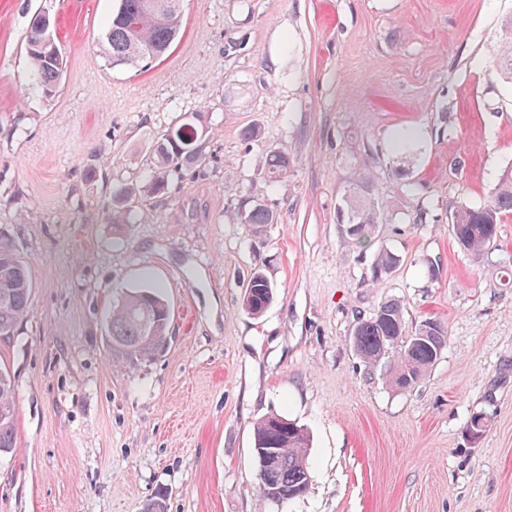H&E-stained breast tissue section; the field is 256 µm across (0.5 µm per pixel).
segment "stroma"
Masks as SVG:
<instances>
[{"mask_svg": "<svg viewBox=\"0 0 512 512\" xmlns=\"http://www.w3.org/2000/svg\"><path fill=\"white\" fill-rule=\"evenodd\" d=\"M112 8L0 0V234L33 279L0 339L16 401L0 512H144L160 493L166 512H512V215L477 256L448 222L512 166V84L490 60L512 0H183L179 39L136 67L108 60ZM42 12L67 57L50 96L25 49ZM198 115L206 166L112 223L113 192L149 181L158 137ZM361 181L384 221L353 241L337 208ZM250 196L277 223H238ZM258 271L274 297L254 316ZM152 285L167 344L110 348L112 307ZM387 300L407 330H448L407 390L353 346ZM271 415L311 440L310 488L284 502L253 452Z\"/></svg>", "mask_w": 512, "mask_h": 512, "instance_id": "obj_1", "label": "stroma"}]
</instances>
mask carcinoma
Instances as JSON below:
<instances>
[{"mask_svg":"<svg viewBox=\"0 0 512 512\" xmlns=\"http://www.w3.org/2000/svg\"><path fill=\"white\" fill-rule=\"evenodd\" d=\"M112 15L102 38L112 66L139 64L164 56L177 39L182 16L180 0H114ZM42 18L32 20L26 37V51L33 76L44 95L49 96L59 83L66 66L62 48L56 40H36L34 31ZM492 63L512 80V16L500 27L499 39L491 53ZM208 130L193 119L166 131L155 146V174L145 187L150 195L166 192L169 178L182 170L201 165L207 155ZM288 155L277 153L268 163V174L282 178L288 173ZM138 190L128 188L112 197V223H120L131 213L130 203L138 199ZM512 213V167L499 175L488 204L480 207L461 205L451 214L456 242L474 255L480 254L497 234L503 216ZM244 224H275L278 217L258 200L239 212ZM338 223L346 237L359 240L372 224L382 223V213L365 195V183L348 190L338 208ZM32 279L28 267L17 257L9 240L0 237V338L14 335L31 304ZM273 299L268 279L256 273L245 290V307L253 315L264 312ZM171 311L166 298L154 288L138 289L113 308L108 323L109 342H116L130 354L145 355L163 346ZM154 326L153 337L147 327ZM448 330L435 320L425 321L406 334L403 310L399 303H382L368 318L356 322L354 347L370 368H376L388 357L393 364L385 375L398 390L415 386L435 363L443 350ZM254 443L273 448L275 463L259 471L260 490L268 500H286L306 493L311 482L307 466L310 437L304 428L282 418L274 428L265 418L255 427ZM14 384L9 373L0 368V452L15 447Z\"/></svg>","mask_w":512,"mask_h":512,"instance_id":"1","label":"carcinoma"}]
</instances>
